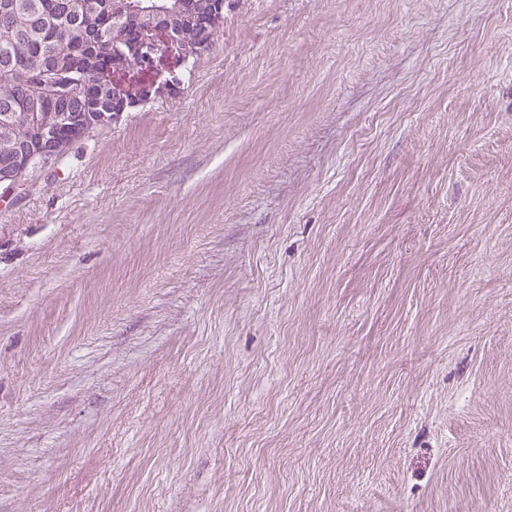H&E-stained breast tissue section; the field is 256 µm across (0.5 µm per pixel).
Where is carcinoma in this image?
<instances>
[{
	"label": "carcinoma",
	"mask_w": 512,
	"mask_h": 512,
	"mask_svg": "<svg viewBox=\"0 0 512 512\" xmlns=\"http://www.w3.org/2000/svg\"><path fill=\"white\" fill-rule=\"evenodd\" d=\"M17 25H25L32 13L41 35L34 41L0 43V88L10 87L24 94L42 90L36 60L52 51L74 50L69 29L74 24L91 22L98 27L104 43L130 52L145 44V22L161 19L186 35L179 43L182 55L196 63L209 50L214 31L224 24V0H113L112 16L98 14L94 0H12ZM102 125L91 112H71L54 121L45 112L29 120L21 112H6L0 104V172L17 165L15 146L35 148L41 142V128L50 130L60 142L70 146L81 140L89 128Z\"/></svg>",
	"instance_id": "cac0c4a2"
}]
</instances>
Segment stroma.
I'll use <instances>...</instances> for the list:
<instances>
[{"label": "stroma", "instance_id": "obj_1", "mask_svg": "<svg viewBox=\"0 0 512 512\" xmlns=\"http://www.w3.org/2000/svg\"><path fill=\"white\" fill-rule=\"evenodd\" d=\"M113 79L0 197V512H512V0H224Z\"/></svg>", "mask_w": 512, "mask_h": 512}]
</instances>
